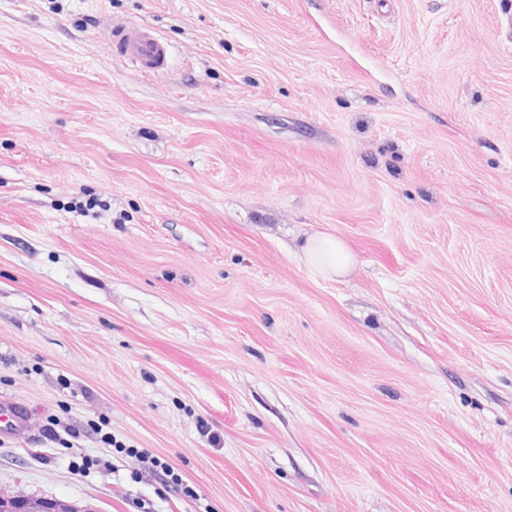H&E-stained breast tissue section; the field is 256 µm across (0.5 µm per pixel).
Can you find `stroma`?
<instances>
[{"label": "stroma", "instance_id": "obj_1", "mask_svg": "<svg viewBox=\"0 0 512 512\" xmlns=\"http://www.w3.org/2000/svg\"><path fill=\"white\" fill-rule=\"evenodd\" d=\"M507 15L0 0V404L21 418L0 431V492L88 512H512ZM129 23L168 45L166 69L114 55ZM313 234L352 270L306 264ZM142 450L196 499L143 475ZM301 251L308 264L328 277L341 276L354 264L348 246L334 235H311L305 239Z\"/></svg>", "mask_w": 512, "mask_h": 512}]
</instances>
